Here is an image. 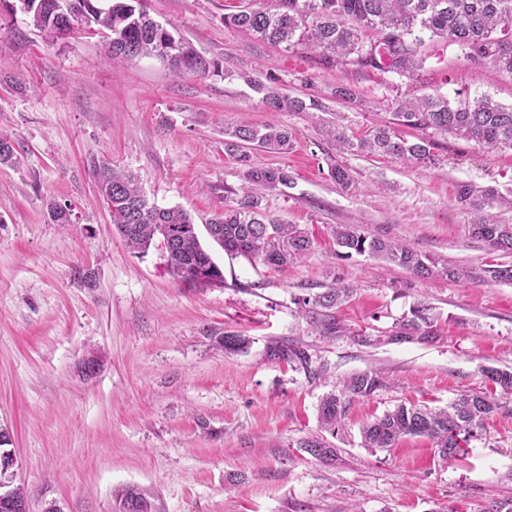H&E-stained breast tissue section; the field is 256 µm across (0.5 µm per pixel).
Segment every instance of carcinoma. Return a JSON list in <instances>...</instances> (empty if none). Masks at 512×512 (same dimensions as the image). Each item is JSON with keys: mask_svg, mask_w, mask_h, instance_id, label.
I'll use <instances>...</instances> for the list:
<instances>
[{"mask_svg": "<svg viewBox=\"0 0 512 512\" xmlns=\"http://www.w3.org/2000/svg\"><path fill=\"white\" fill-rule=\"evenodd\" d=\"M267 8L245 7L224 14V25L288 49L300 47L318 55L326 68L352 65L392 73L415 80L430 58L421 34L427 32L465 51L478 65L489 64L512 75V0H271ZM21 9L34 27L55 41L67 35L73 23L104 30L108 34L107 57L135 59L155 56L176 74L206 75L218 63L177 40L148 12L145 0H27ZM263 100L271 112L322 111L325 106L315 97L289 96L277 81L261 86ZM417 135L408 138L405 130ZM325 136L341 154H365L432 164L440 144L435 136L451 135L487 148H512V107L488 97L452 104L439 93L412 95L400 101L392 121L375 124L360 134L347 133L336 123L324 127ZM287 129L270 123L241 125L224 131V151L242 162L241 192L224 188L234 196L206 230L225 253L259 260L271 267L302 260L313 250L310 232L299 224H288L268 214L264 194L291 183L282 168L250 162L247 150L286 153L293 149ZM91 172L100 196L118 233L136 250L149 249L160 240L166 252L169 272L185 286H217L224 275L199 240L191 216L179 207L163 208L148 201L137 178L111 165L91 160ZM458 201L473 214L469 231L494 252L512 253V224H497L483 213V199L473 197L472 189L460 186ZM336 256L349 258L369 254L399 267L420 279L445 277L450 281L479 282L481 273L452 267L432 254L422 253L400 242L370 236L358 224H338L333 231ZM346 287H330L303 299L306 312L319 332L334 336L340 332L336 308L348 297ZM395 334L400 341L425 340L437 335L430 307L422 302L410 310ZM221 341L224 351L245 350L249 341L226 332ZM493 385L512 393V371L483 369ZM385 383L379 370L355 373L342 388L322 397L318 406L321 429L334 435L357 398L368 397ZM500 409L497 398L479 391L462 393L448 408L432 410L397 405L362 428L366 448L387 449L404 436H424L434 440L441 457L454 458L477 436L486 421ZM301 447L322 462L336 460L337 449L324 439H307ZM13 502L0 504V512H26L24 490L12 487ZM125 512H146L143 498L133 489L124 494Z\"/></svg>", "mask_w": 512, "mask_h": 512, "instance_id": "cac0c4a2", "label": "carcinoma"}]
</instances>
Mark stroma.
<instances>
[{"instance_id": "stroma-1", "label": "stroma", "mask_w": 512, "mask_h": 512, "mask_svg": "<svg viewBox=\"0 0 512 512\" xmlns=\"http://www.w3.org/2000/svg\"><path fill=\"white\" fill-rule=\"evenodd\" d=\"M270 0H148L150 14L219 64L178 75L157 57L107 59L104 32L75 24L46 40L27 15H0V135L16 144L0 165V443L16 457L29 512H124L136 489L148 512H484L512 499V394L457 459L431 439L364 447L363 426L400 403L444 407L465 391H489L482 370H512V283L486 269L512 265L469 234L460 186L494 190L485 210L512 224V149L441 138L435 164L337 155L321 134L341 119L352 131L389 119L409 93L450 102L486 96L512 106V75L427 39L433 56L417 82L352 66L326 68L305 50L263 43L225 26L229 6ZM276 77L284 93L314 96L323 112H269L256 84ZM357 90L352 102L332 93ZM274 122L295 136L288 154L254 153L287 169L285 192L268 193L270 215L309 229L306 259L279 268L227 255L204 229L240 187L224 131ZM135 173L151 203L193 217L224 282L187 288L165 250L129 248L101 202L91 159ZM349 169L343 188L334 164ZM70 221L53 223L48 202ZM359 224L484 272L477 283L418 279L369 255H334L332 229ZM91 273L93 286L78 278ZM350 290L339 333L315 332L305 297ZM431 306L437 336L398 342L416 303ZM235 332L249 347L225 352ZM301 351L275 358L273 347ZM100 370L83 377L88 352ZM381 369L386 386L355 400L337 434L323 436L321 397L339 381ZM326 437L334 462L303 440Z\"/></svg>"}]
</instances>
